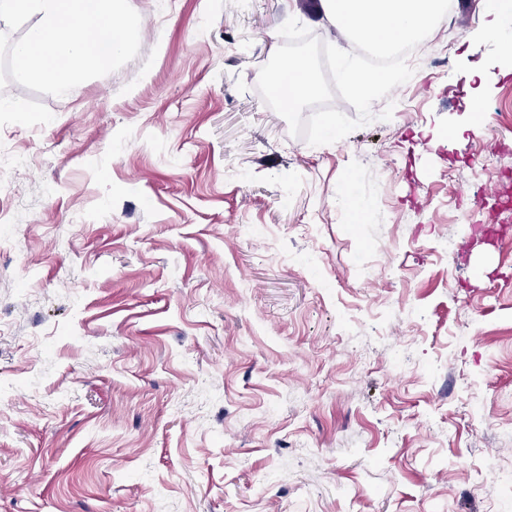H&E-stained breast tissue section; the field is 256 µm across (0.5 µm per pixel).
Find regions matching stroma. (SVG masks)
<instances>
[{
    "mask_svg": "<svg viewBox=\"0 0 512 512\" xmlns=\"http://www.w3.org/2000/svg\"><path fill=\"white\" fill-rule=\"evenodd\" d=\"M130 4L134 60L0 90L54 116L0 128V512H512V240L469 229L512 171L483 10L314 147L256 84L289 18L352 50L325 15Z\"/></svg>",
    "mask_w": 512,
    "mask_h": 512,
    "instance_id": "obj_1",
    "label": "stroma"
}]
</instances>
